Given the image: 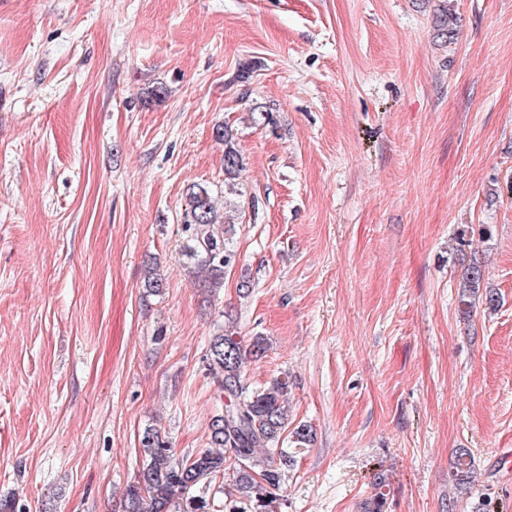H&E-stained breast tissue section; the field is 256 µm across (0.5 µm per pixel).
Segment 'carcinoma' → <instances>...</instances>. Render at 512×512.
Here are the masks:
<instances>
[{"mask_svg":"<svg viewBox=\"0 0 512 512\" xmlns=\"http://www.w3.org/2000/svg\"><path fill=\"white\" fill-rule=\"evenodd\" d=\"M436 20L440 35L454 32L456 18L447 8L440 9ZM214 137L224 143V180L230 182L243 168L242 155L230 127L217 126ZM186 199L184 255L195 280L213 297L224 288L227 269L235 262L230 246L235 224L228 211L217 209L207 187L190 186ZM482 281L480 266L467 268L459 283L463 305H470ZM232 327L234 320L229 315L224 331L211 337L206 356L224 398V409L209 424L208 448L180 460L158 430L145 429L140 437L142 468L123 492V512H209L207 493L227 468L232 478L224 491V512H277L275 491L288 478V450L280 441L288 428L289 382L281 377L267 386L248 384L245 360L262 356L266 339L255 336L245 345ZM471 478L470 463L458 457L456 485L464 490L470 487Z\"/></svg>","mask_w":512,"mask_h":512,"instance_id":"carcinoma-1","label":"carcinoma"}]
</instances>
